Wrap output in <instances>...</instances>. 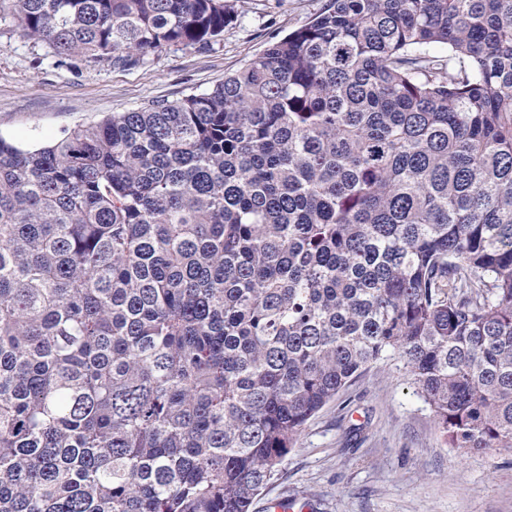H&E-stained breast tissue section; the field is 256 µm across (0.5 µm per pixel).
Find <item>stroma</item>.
<instances>
[{"label": "stroma", "instance_id": "1", "mask_svg": "<svg viewBox=\"0 0 512 512\" xmlns=\"http://www.w3.org/2000/svg\"><path fill=\"white\" fill-rule=\"evenodd\" d=\"M235 2L238 17L218 41L171 45L130 69L55 54L0 22V137L40 147L76 125L210 90L326 0ZM287 495L310 512H512V448H451L391 352L307 422L250 512Z\"/></svg>", "mask_w": 512, "mask_h": 512}]
</instances>
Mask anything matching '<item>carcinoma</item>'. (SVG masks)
Masks as SVG:
<instances>
[{
  "label": "carcinoma",
  "instance_id": "carcinoma-1",
  "mask_svg": "<svg viewBox=\"0 0 512 512\" xmlns=\"http://www.w3.org/2000/svg\"><path fill=\"white\" fill-rule=\"evenodd\" d=\"M6 18L124 68L234 9ZM389 352L451 447L512 448V0H327L211 91L0 137V512H250Z\"/></svg>",
  "mask_w": 512,
  "mask_h": 512
}]
</instances>
